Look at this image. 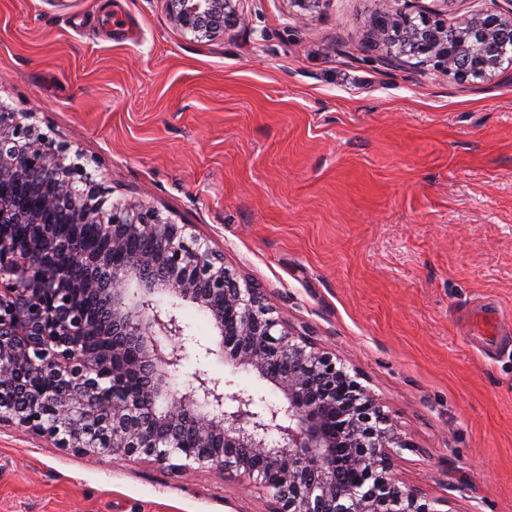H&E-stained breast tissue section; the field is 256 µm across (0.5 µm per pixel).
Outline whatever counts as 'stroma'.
Segmentation results:
<instances>
[{
  "label": "stroma",
  "mask_w": 512,
  "mask_h": 512,
  "mask_svg": "<svg viewBox=\"0 0 512 512\" xmlns=\"http://www.w3.org/2000/svg\"><path fill=\"white\" fill-rule=\"evenodd\" d=\"M485 0H242L197 40L166 0H0V101L82 149L116 199L191 225L297 331L355 368L407 444L401 485L448 512H512V65L462 82L385 63L382 9L462 23ZM227 391L275 397L218 357ZM220 470L84 456L0 427V512H270ZM501 314L499 309L485 304L473 311L469 317V332L473 336H481L482 340L493 341L483 336H494L501 328Z\"/></svg>",
  "instance_id": "1"
}]
</instances>
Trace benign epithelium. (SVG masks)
<instances>
[{"instance_id":"7a95c632","label":"benign epithelium","mask_w":512,"mask_h":512,"mask_svg":"<svg viewBox=\"0 0 512 512\" xmlns=\"http://www.w3.org/2000/svg\"><path fill=\"white\" fill-rule=\"evenodd\" d=\"M239 2L167 5L176 27L202 38L240 23ZM323 2L288 0L296 16ZM476 37L499 53L474 51ZM368 38L390 64L415 56L484 80L512 52V10L489 7L459 26L385 11ZM33 118L0 104V224L38 225L21 247L0 231V424L85 454L240 474L271 495L272 512H441L393 477L406 444L356 370L273 317L260 289L189 225L112 200L82 151ZM53 213L92 227L110 250L57 236L45 224ZM179 303L209 316L213 341L187 333ZM190 348L256 374L279 399L227 392L199 370L179 392ZM133 371L145 383L112 389Z\"/></svg>"}]
</instances>
